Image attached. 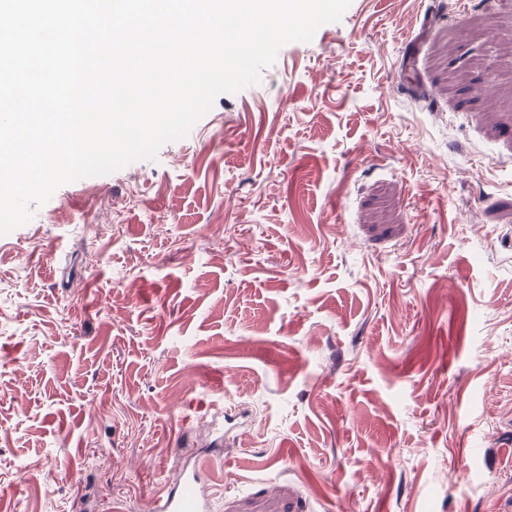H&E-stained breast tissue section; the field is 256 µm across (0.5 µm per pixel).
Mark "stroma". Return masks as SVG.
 Returning <instances> with one entry per match:
<instances>
[{"instance_id": "1", "label": "stroma", "mask_w": 512, "mask_h": 512, "mask_svg": "<svg viewBox=\"0 0 512 512\" xmlns=\"http://www.w3.org/2000/svg\"><path fill=\"white\" fill-rule=\"evenodd\" d=\"M512 512V0H351L0 235V512ZM204 464L194 460L184 464L175 489L167 484L153 495V512H211L208 496L204 494L201 473Z\"/></svg>"}]
</instances>
